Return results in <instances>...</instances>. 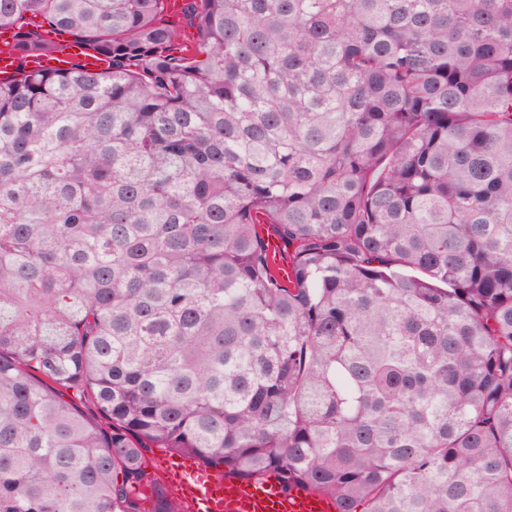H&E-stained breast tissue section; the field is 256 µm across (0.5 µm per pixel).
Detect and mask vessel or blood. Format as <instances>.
<instances>
[{
    "label": "vessel or blood",
    "instance_id": "1",
    "mask_svg": "<svg viewBox=\"0 0 512 512\" xmlns=\"http://www.w3.org/2000/svg\"><path fill=\"white\" fill-rule=\"evenodd\" d=\"M81 58L87 69L103 66L100 57L76 43L62 45L60 52L37 56L28 62L32 69H65L74 58ZM160 470L164 483L179 489L189 512H335L334 502L311 490L296 487L283 490L275 474L243 481L233 475H219L186 459L167 455Z\"/></svg>",
    "mask_w": 512,
    "mask_h": 512
}]
</instances>
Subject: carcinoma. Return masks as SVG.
Listing matches in <instances>:
<instances>
[{
    "mask_svg": "<svg viewBox=\"0 0 512 512\" xmlns=\"http://www.w3.org/2000/svg\"><path fill=\"white\" fill-rule=\"evenodd\" d=\"M165 2L0 0V512H512V0ZM82 57V63L87 69L99 70L104 64L100 57L77 43L63 44L59 53L50 56L32 57L28 62L30 69H67L73 59ZM164 455L159 460L162 481L181 491L180 499L193 512H335V503L302 487L282 489L274 473L258 480L242 481L219 475L186 459ZM164 464V465H162Z\"/></svg>",
    "mask_w": 512,
    "mask_h": 512,
    "instance_id": "carcinoma-1",
    "label": "carcinoma"
}]
</instances>
